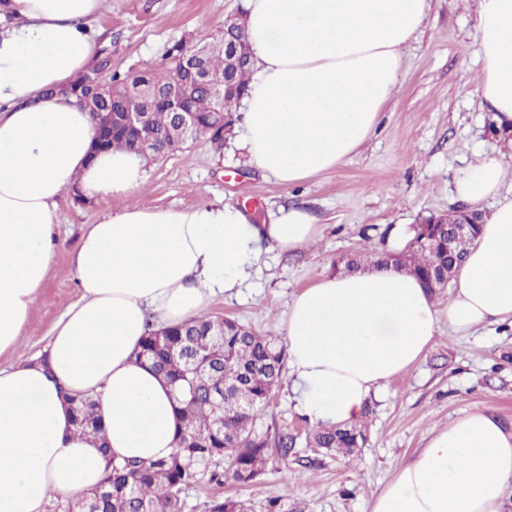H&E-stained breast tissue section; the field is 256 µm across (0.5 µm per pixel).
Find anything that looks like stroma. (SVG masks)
<instances>
[{
	"label": "stroma",
	"instance_id": "stroma-1",
	"mask_svg": "<svg viewBox=\"0 0 512 512\" xmlns=\"http://www.w3.org/2000/svg\"><path fill=\"white\" fill-rule=\"evenodd\" d=\"M246 0H106L94 23L99 48L119 71L159 66L173 43L221 30L243 16ZM475 0H430L420 31L406 44L396 93L381 108L371 137L333 169L285 188L248 162L245 112L216 146L199 139L152 157L134 192L144 208L188 209L225 201L257 224L280 208L303 207L318 220L319 241L282 252L264 249L248 287L216 297L209 316H225L261 334L279 335L296 292L335 273L337 261L368 250H398L420 217L457 207V173L483 154L505 149L493 117L473 94L481 63L474 51ZM110 200L76 201L65 191L57 210L59 245L36 303L33 325L16 354L43 353L47 333L80 296L70 254ZM512 424V326L493 325L468 337L440 329L432 346L407 372L390 379L365 405L368 441L353 457H329L307 447L310 424L296 410L290 379H283L255 424L270 443L291 438L288 456L273 455L251 486L197 481L183 492L184 512H209L214 499L266 501L288 497L307 512H370L374 497L421 448L429 433L473 406Z\"/></svg>",
	"mask_w": 512,
	"mask_h": 512
}]
</instances>
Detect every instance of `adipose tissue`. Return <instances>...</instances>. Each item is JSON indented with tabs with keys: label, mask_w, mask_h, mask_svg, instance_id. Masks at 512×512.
Instances as JSON below:
<instances>
[{
	"label": "adipose tissue",
	"mask_w": 512,
	"mask_h": 512,
	"mask_svg": "<svg viewBox=\"0 0 512 512\" xmlns=\"http://www.w3.org/2000/svg\"><path fill=\"white\" fill-rule=\"evenodd\" d=\"M102 3L0 0V356L32 325L64 191L117 202L71 253L81 297L50 329L43 354L0 366V512H41L47 494L93 489L111 459L169 457L180 428L172 392L136 357L147 323L198 317L211 296L249 277L263 244L293 251L320 236L303 209L254 224L221 202L129 203L146 157L95 151L92 114L66 92L95 59L90 23ZM477 3L474 92L512 121V0ZM245 9V147L253 167L288 187L335 168L371 136L428 0H247ZM511 171L500 152L456 178L461 201L492 207L445 310L415 277L391 269L327 275L292 298L282 328L309 423L357 419L373 390L432 345L440 316L458 336L512 324ZM66 393L95 399L109 455L76 430ZM511 503L512 426L475 407L431 433L371 512H506Z\"/></svg>",
	"instance_id": "1"
}]
</instances>
